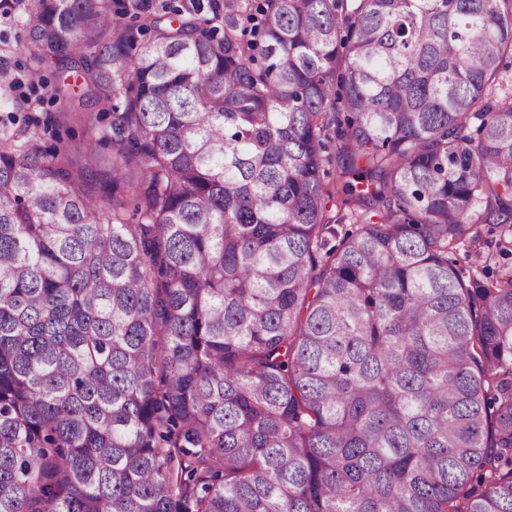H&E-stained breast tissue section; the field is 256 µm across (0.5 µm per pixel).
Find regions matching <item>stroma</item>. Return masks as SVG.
Returning a JSON list of instances; mask_svg holds the SVG:
<instances>
[{
  "label": "stroma",
  "instance_id": "35a3bbf8",
  "mask_svg": "<svg viewBox=\"0 0 512 512\" xmlns=\"http://www.w3.org/2000/svg\"><path fill=\"white\" fill-rule=\"evenodd\" d=\"M30 3L9 0L0 7V132L30 129L38 147L51 150L67 146L76 162L89 143L95 144L99 153L110 154L111 111L95 105L83 112L59 113L52 99L56 81L53 67L21 51ZM34 70L40 73V80H31Z\"/></svg>",
  "mask_w": 512,
  "mask_h": 512
}]
</instances>
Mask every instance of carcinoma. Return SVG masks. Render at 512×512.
Masks as SVG:
<instances>
[{"instance_id":"obj_1","label":"carcinoma","mask_w":512,"mask_h":512,"mask_svg":"<svg viewBox=\"0 0 512 512\" xmlns=\"http://www.w3.org/2000/svg\"><path fill=\"white\" fill-rule=\"evenodd\" d=\"M216 19L32 0L112 154L0 139V512H512V0ZM483 235L490 239H493L492 246L485 251L483 254V257L476 258L475 256L471 254H467L464 250L460 249L454 255L452 256L453 259H456L458 262V266H464V265H474V264H480L481 267H487V271L490 273V275L496 274L499 270L502 269V267H511L512 266V251H508L506 255L499 253L497 246L494 244V240L496 239L495 235H487L486 231L487 228L481 224V226H478Z\"/></svg>"}]
</instances>
